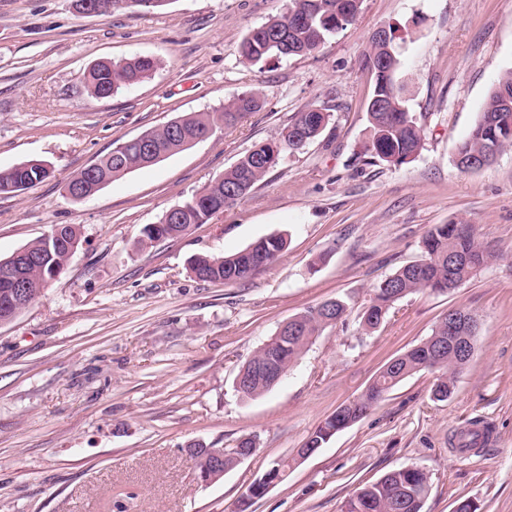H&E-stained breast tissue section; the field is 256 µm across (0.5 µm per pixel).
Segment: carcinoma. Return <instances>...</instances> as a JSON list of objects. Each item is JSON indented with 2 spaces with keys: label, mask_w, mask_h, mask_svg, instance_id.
Masks as SVG:
<instances>
[{
  "label": "carcinoma",
  "mask_w": 512,
  "mask_h": 512,
  "mask_svg": "<svg viewBox=\"0 0 512 512\" xmlns=\"http://www.w3.org/2000/svg\"><path fill=\"white\" fill-rule=\"evenodd\" d=\"M289 12L301 19L297 23L285 16L274 19L250 31L239 46V53L251 62H262L274 56L303 55L324 44L326 38L350 23L357 15L362 0H289ZM364 65L375 70L372 97L375 108H367L369 136L365 153L393 166L413 160L423 148L424 133L416 117L406 109L397 89L401 63L392 43L371 41ZM158 63L150 57H134L123 62L101 61L84 73V83L95 98H107L122 87H131L149 78ZM261 107L258 95L244 92L224 105L222 110L190 114L176 118L148 131L156 146L154 161L145 159L140 149L124 140L111 152L93 162L66 186H77L95 196L116 178L160 162L185 147L197 134L218 126L232 127ZM330 114L309 109L295 115L278 138L255 147L224 172V176L200 194L179 206L175 221L161 218L158 228L149 225L142 230L141 242L148 245L163 238L185 234L191 226L206 223L212 215L243 200L273 170L285 152H299L325 130ZM512 71L507 72L484 103L480 117L469 134L455 147L454 162L461 172H475L491 164L504 150L512 148ZM51 173L24 163L0 170V194H15L45 179ZM80 234L76 227L64 225L60 236L48 240L39 237L22 247L29 258L21 272L30 302H36L49 285L55 267L67 264L70 249L78 246ZM285 248L281 236L258 240L233 255L197 256L189 269L202 281H222L227 284L244 280L259 269L274 262ZM421 259L407 263L383 279L373 290L371 306L364 309L361 325L366 330L378 326V315L388 314L399 299L423 290L448 294L462 287L473 273L488 262L490 253L479 241L470 224H436L423 241ZM15 264L13 257L0 258V316L15 317L22 308L11 302V289L3 282L4 269ZM347 304L338 298L329 299L291 318L296 333L283 339L272 336L269 349L281 351L279 362L290 368L306 351L312 340L329 325L345 322ZM448 335V318H440L432 334L421 343L394 357L391 365L379 371L366 391L351 406H340L325 419L306 441L309 448H320L351 421L365 417L371 409L406 378L423 370L437 372L433 393L452 395L456 376L469 359L453 348H446L442 360L433 359V351ZM263 351L256 352L241 367L249 379L246 397L260 396L274 387L260 374L256 365ZM213 448L191 446L187 454L198 476L209 470ZM430 489V476L416 467L389 472L378 482L358 489L345 504V512H422Z\"/></svg>",
  "instance_id": "1"
}]
</instances>
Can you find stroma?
Masks as SVG:
<instances>
[{
  "mask_svg": "<svg viewBox=\"0 0 512 512\" xmlns=\"http://www.w3.org/2000/svg\"><path fill=\"white\" fill-rule=\"evenodd\" d=\"M289 0H170L156 11L89 16L74 0H0V170L46 160L51 177L0 195V257L79 228L63 273L0 324V512H237L253 481L290 459L379 370L431 335L451 307L480 317L476 351L447 400L434 373L393 388L370 413L294 463L248 512H344L358 488L423 468L422 512H512V149L460 172L465 138L512 70V0H362L353 22L314 53L244 60L254 28ZM395 30L406 106L424 129L421 153L392 166L363 151L374 78L362 60L372 33ZM155 58L153 76L91 97L93 63ZM262 106L232 128L75 201L65 182L136 137L246 91ZM330 114L322 135L283 154L236 206L185 235L140 244L144 227L199 194L295 114ZM473 225L491 260L449 294L394 303L375 331L360 317L373 288L420 258L436 224ZM281 234L271 265L236 283L196 279L188 262L228 256ZM349 305L269 392L240 396L241 366L281 324L330 298ZM480 421L492 445L461 453L456 434ZM255 453L202 483L189 445Z\"/></svg>",
  "mask_w": 512,
  "mask_h": 512,
  "instance_id": "obj_1",
  "label": "stroma"
}]
</instances>
